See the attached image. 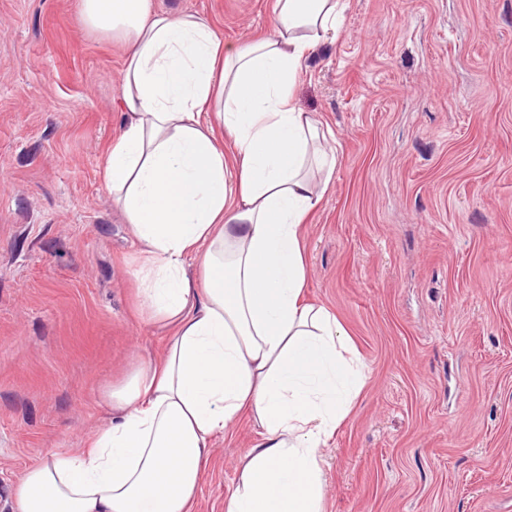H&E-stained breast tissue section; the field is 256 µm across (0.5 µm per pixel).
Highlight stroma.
<instances>
[{
    "label": "stroma",
    "mask_w": 512,
    "mask_h": 512,
    "mask_svg": "<svg viewBox=\"0 0 512 512\" xmlns=\"http://www.w3.org/2000/svg\"><path fill=\"white\" fill-rule=\"evenodd\" d=\"M271 0H152L224 41ZM125 48L79 0H0V512L24 469L88 447L103 393L170 334L105 188ZM298 106L339 163L304 229L308 301L367 366L319 453L325 512H512V0H346ZM250 416L216 436L195 512H226Z\"/></svg>",
    "instance_id": "obj_1"
}]
</instances>
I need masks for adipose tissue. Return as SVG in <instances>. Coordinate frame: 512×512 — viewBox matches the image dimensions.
<instances>
[{
	"instance_id": "adipose-tissue-1",
	"label": "adipose tissue",
	"mask_w": 512,
	"mask_h": 512,
	"mask_svg": "<svg viewBox=\"0 0 512 512\" xmlns=\"http://www.w3.org/2000/svg\"><path fill=\"white\" fill-rule=\"evenodd\" d=\"M344 9L275 0L270 33L232 46L151 0H79L88 30L127 47L102 179L139 249L145 311L172 333L161 358L105 391L111 419L88 448L26 468L16 512H194L213 438L245 413L261 440L227 512H323L319 450L364 365L305 298L304 224L338 155L295 91Z\"/></svg>"
}]
</instances>
